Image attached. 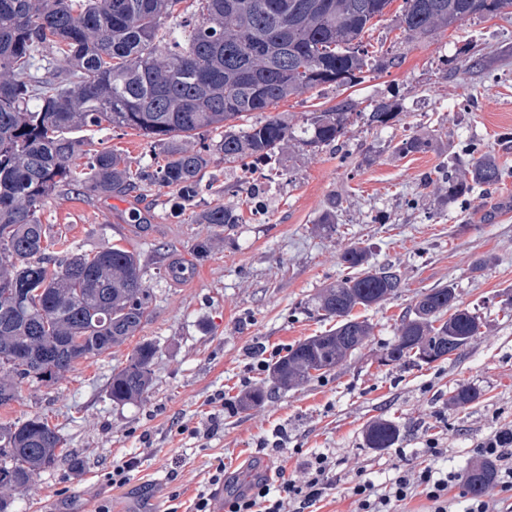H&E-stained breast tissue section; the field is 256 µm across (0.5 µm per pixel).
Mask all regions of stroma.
Returning a JSON list of instances; mask_svg holds the SVG:
<instances>
[{"instance_id":"1","label":"stroma","mask_w":512,"mask_h":512,"mask_svg":"<svg viewBox=\"0 0 512 512\" xmlns=\"http://www.w3.org/2000/svg\"><path fill=\"white\" fill-rule=\"evenodd\" d=\"M392 19L370 31L396 66L363 73L360 84L324 86L279 103L276 114L302 125L308 114L352 99L343 143L313 150L299 142L261 162L259 178L229 163L217 145L220 132L196 140L210 145L211 164L200 194L176 209L171 189L140 185L102 198L81 185L75 160L69 185L51 195L41 219L66 237L76 252L118 244L140 253L150 289L140 328L111 355L84 361L53 386L26 381L17 401L0 408V426L41 414L55 425L67 456L14 494L12 512H194L199 494L223 462L225 494L237 493L258 471L300 474L309 459L329 454L336 485L317 512H356L347 491L356 475L384 485L396 468L433 465L466 472L487 437L512 430V7L494 18H470L457 28L413 42H397ZM487 57L469 69L472 50ZM385 98L400 106L395 122L369 125V103ZM79 139L107 147L132 169L153 164L148 139L109 125L87 127ZM428 139L426 151L402 155L399 141ZM491 154L499 161V185L448 199L443 167L455 155ZM347 203L332 233L315 223L330 196ZM232 204L239 224L217 228L197 223L215 204ZM212 249L199 256L198 241ZM353 244L372 261L397 265L402 292L357 309L373 332L366 343L329 374L292 390L273 391L258 361L330 329L311 315L316 293L350 274L340 260ZM184 265L181 276L169 268ZM454 285L460 307L475 313L480 330L460 354L442 362L383 364L397 326L417 294ZM158 347L153 386L142 400L118 405L108 396L113 371L138 342ZM266 354H255L257 344ZM462 386L479 398L457 408L451 392ZM260 388L271 398L241 409V397ZM223 393L224 405L211 403ZM217 418L207 438L189 427ZM401 429L395 447H368L375 420ZM286 431L282 453L259 451L261 440ZM444 453L427 456L428 444ZM138 457L140 465L121 488L105 473L113 462Z\"/></svg>"}]
</instances>
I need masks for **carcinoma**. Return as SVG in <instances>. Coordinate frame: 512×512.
<instances>
[{"label": "carcinoma", "mask_w": 512, "mask_h": 512, "mask_svg": "<svg viewBox=\"0 0 512 512\" xmlns=\"http://www.w3.org/2000/svg\"><path fill=\"white\" fill-rule=\"evenodd\" d=\"M0 0V407L18 398L25 380L55 382L76 364L123 345L145 317L149 288L140 255L125 247L75 253L42 223L47 198L71 175L70 162L88 158L83 187L110 197L149 181L195 198L211 162L210 147L189 140L222 132L224 160L266 161L291 140L311 148L347 134L355 104L346 99L313 112L295 128L269 115L247 128L251 112L322 86L359 83L364 70H383L363 44L391 0ZM396 28L407 41L446 30L470 17H493L512 0H404ZM46 74H39V70ZM35 106H30L31 102ZM399 106L370 103L368 122L386 127ZM106 122L161 147L166 161L132 180L124 158L79 143L70 134ZM503 171L489 154L469 160L463 177L448 175V200L477 186L492 187ZM347 199L329 198L318 223L335 228ZM198 221L237 224L224 204ZM353 274L321 290L313 308L336 327L296 344L269 366L278 389H291L341 365L371 334L353 315L404 287L391 264L374 265L356 244L341 255ZM478 318L456 304L453 285L421 293L402 318L384 361L432 364L463 351ZM156 346L139 343L112 373L109 396L136 401L152 386ZM400 439L395 422L379 419L366 432L371 448ZM63 439L39 415L0 427V490L16 491L52 468ZM491 480L485 467L465 473L473 495Z\"/></svg>", "instance_id": "carcinoma-1"}]
</instances>
